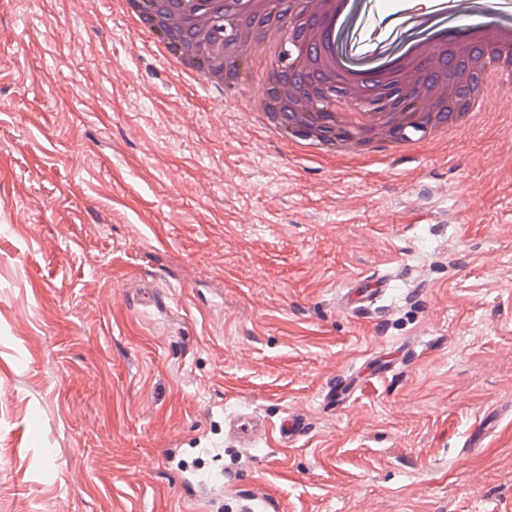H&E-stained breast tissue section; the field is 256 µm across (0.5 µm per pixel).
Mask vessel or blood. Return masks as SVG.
Masks as SVG:
<instances>
[{
  "mask_svg": "<svg viewBox=\"0 0 512 512\" xmlns=\"http://www.w3.org/2000/svg\"><path fill=\"white\" fill-rule=\"evenodd\" d=\"M387 281L381 277H356L351 279L341 302L344 308L359 313L376 303L383 294ZM357 381L351 376H341L331 381L325 394L328 402L336 403L348 399L355 391ZM309 431L306 418L299 414L284 417L277 426L270 424L254 413L235 416L228 423V437L245 448L253 447L256 442L275 438L284 448L295 447L300 438Z\"/></svg>",
  "mask_w": 512,
  "mask_h": 512,
  "instance_id": "b4317fda",
  "label": "vessel or blood"
}]
</instances>
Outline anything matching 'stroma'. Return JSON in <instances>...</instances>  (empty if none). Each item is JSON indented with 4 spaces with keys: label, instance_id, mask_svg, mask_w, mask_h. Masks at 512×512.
<instances>
[{
    "label": "stroma",
    "instance_id": "obj_1",
    "mask_svg": "<svg viewBox=\"0 0 512 512\" xmlns=\"http://www.w3.org/2000/svg\"><path fill=\"white\" fill-rule=\"evenodd\" d=\"M232 97L114 0H0V512H512V110L328 159ZM387 286L382 277H354L351 279L347 292L342 296L344 308L354 313L365 311L376 303ZM356 386L357 380L353 376L342 375L328 385L325 399L333 404L344 402L354 393ZM306 418L299 414H288L277 425L275 430L262 417L254 413H243L235 416L228 423V438L240 445L250 448L261 441L274 436L279 446L294 448L300 438L308 434Z\"/></svg>",
    "mask_w": 512,
    "mask_h": 512
}]
</instances>
